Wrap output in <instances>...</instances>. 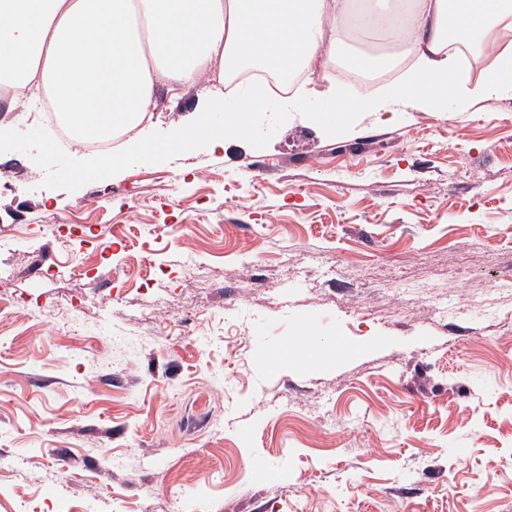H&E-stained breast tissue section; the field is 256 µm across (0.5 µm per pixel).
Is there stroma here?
<instances>
[{"label": "stroma", "mask_w": 512, "mask_h": 512, "mask_svg": "<svg viewBox=\"0 0 512 512\" xmlns=\"http://www.w3.org/2000/svg\"><path fill=\"white\" fill-rule=\"evenodd\" d=\"M43 178L0 154V512H512V96Z\"/></svg>", "instance_id": "1"}]
</instances>
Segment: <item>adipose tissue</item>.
<instances>
[{"mask_svg":"<svg viewBox=\"0 0 512 512\" xmlns=\"http://www.w3.org/2000/svg\"><path fill=\"white\" fill-rule=\"evenodd\" d=\"M381 34L391 50L348 59L364 72L393 55L416 62L403 82L377 98L330 87L325 111L296 105L323 123L346 112L390 111L413 103L465 112L512 92V0H412L408 15L389 0H0V73L16 80L10 107L49 97L75 144L137 127L158 92L179 98L206 81L224 83L240 64L294 66L327 80L350 34ZM489 64L472 74L460 51Z\"/></svg>","mask_w":512,"mask_h":512,"instance_id":"1","label":"adipose tissue"}]
</instances>
